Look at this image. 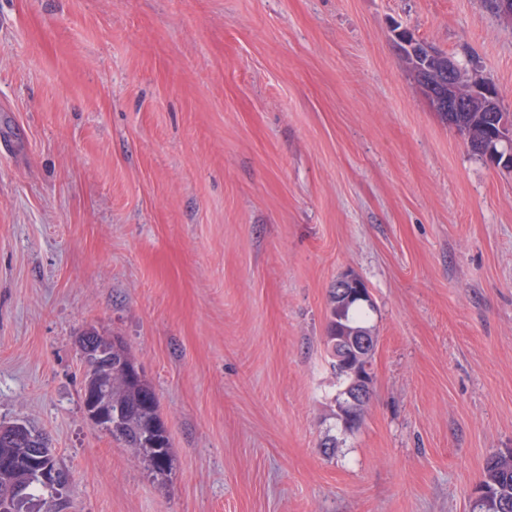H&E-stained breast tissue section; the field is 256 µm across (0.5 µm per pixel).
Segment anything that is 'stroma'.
Instances as JSON below:
<instances>
[{
  "label": "stroma",
  "instance_id": "1",
  "mask_svg": "<svg viewBox=\"0 0 512 512\" xmlns=\"http://www.w3.org/2000/svg\"><path fill=\"white\" fill-rule=\"evenodd\" d=\"M400 29L512 112L484 0H0V422L49 437L68 512H469L512 448V172L431 109ZM345 273L378 336L351 433ZM91 328L155 389L165 479L85 415ZM331 289L336 293V306L349 305L353 301L364 303H353L346 309H336L329 299L327 336H325L327 352L329 350V356L336 364V371L342 372L348 380V387L345 390L346 400L336 405V412L343 418L352 419L354 413L372 397L373 358L378 346V338L370 334L348 338L337 336L336 333H345L346 330H356L363 334L371 333L373 326L369 325L368 317L369 312L374 309L373 298L365 282L351 274L337 277ZM331 337H336V340H332L329 346Z\"/></svg>",
  "mask_w": 512,
  "mask_h": 512
}]
</instances>
